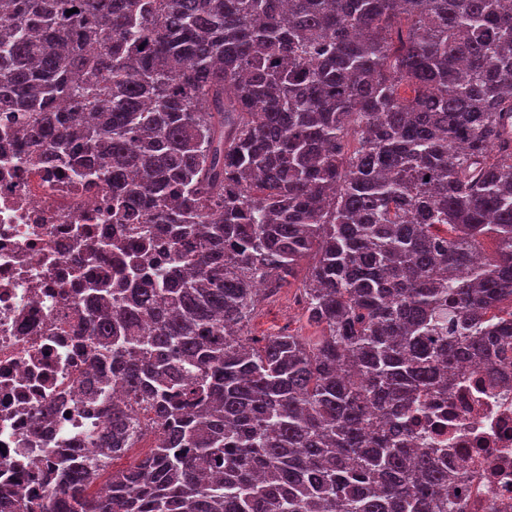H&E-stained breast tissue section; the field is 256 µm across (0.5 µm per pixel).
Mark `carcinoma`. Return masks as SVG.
I'll use <instances>...</instances> for the list:
<instances>
[{
	"label": "carcinoma",
	"mask_w": 512,
	"mask_h": 512,
	"mask_svg": "<svg viewBox=\"0 0 512 512\" xmlns=\"http://www.w3.org/2000/svg\"><path fill=\"white\" fill-rule=\"evenodd\" d=\"M2 117L172 265L91 297L122 398L0 512H463L404 436L449 368L512 361V0H0ZM310 255L320 334L247 343Z\"/></svg>",
	"instance_id": "cac0c4a2"
}]
</instances>
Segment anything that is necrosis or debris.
Wrapping results in <instances>:
<instances>
[{
    "label": "necrosis or debris",
    "instance_id": "obj_1",
    "mask_svg": "<svg viewBox=\"0 0 512 512\" xmlns=\"http://www.w3.org/2000/svg\"><path fill=\"white\" fill-rule=\"evenodd\" d=\"M105 181L56 162L32 164L0 122V488L42 498L40 471L60 454L87 455L103 428L102 400L80 318L90 282L118 281L100 240L127 235ZM418 448L463 476L464 512H512V363L494 383L483 366L457 369L447 391L409 419Z\"/></svg>",
    "mask_w": 512,
    "mask_h": 512
}]
</instances>
